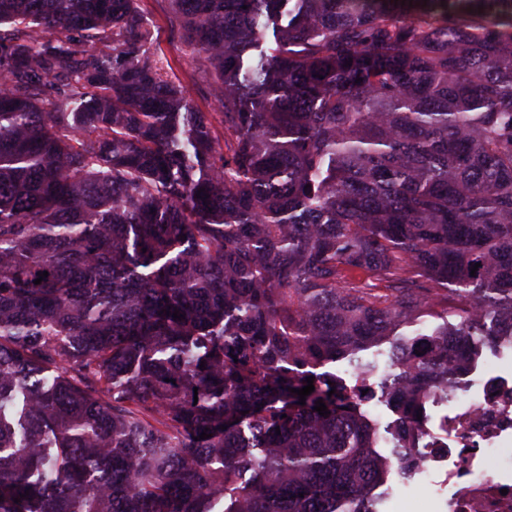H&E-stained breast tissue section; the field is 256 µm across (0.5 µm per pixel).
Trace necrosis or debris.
Wrapping results in <instances>:
<instances>
[{
  "instance_id": "necrosis-or-debris-1",
  "label": "necrosis or debris",
  "mask_w": 512,
  "mask_h": 512,
  "mask_svg": "<svg viewBox=\"0 0 512 512\" xmlns=\"http://www.w3.org/2000/svg\"><path fill=\"white\" fill-rule=\"evenodd\" d=\"M448 400L453 408L442 423L446 447L426 441L412 458L410 474H444L448 512H512V481L485 475L480 455L497 446L502 435L512 434V380L485 378L472 369L449 387Z\"/></svg>"
}]
</instances>
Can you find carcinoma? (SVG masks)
Here are the masks:
<instances>
[{
  "label": "carcinoma",
  "mask_w": 512,
  "mask_h": 512,
  "mask_svg": "<svg viewBox=\"0 0 512 512\" xmlns=\"http://www.w3.org/2000/svg\"><path fill=\"white\" fill-rule=\"evenodd\" d=\"M137 2L0 0V512H377L512 346V0H171L217 126ZM378 350L383 351V353H378ZM387 351L388 344H383L367 352V358L371 361L376 359L378 364L377 371L368 378V384L374 388L376 397L367 405L362 406V410L366 413L367 417L379 427L381 433L386 438H390L391 432L397 424L398 415L391 410L385 398L381 397V388L379 385V382L390 368Z\"/></svg>",
  "instance_id": "1"
}]
</instances>
